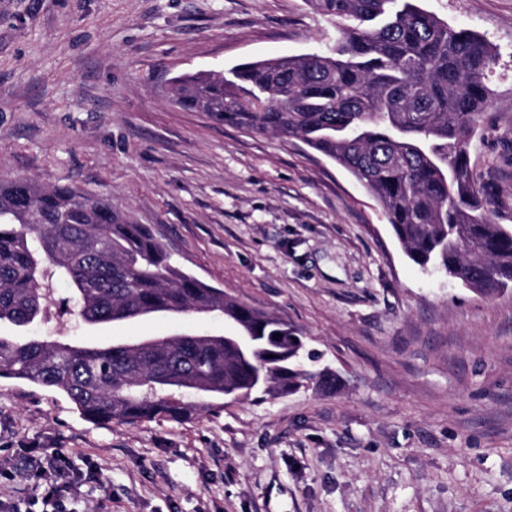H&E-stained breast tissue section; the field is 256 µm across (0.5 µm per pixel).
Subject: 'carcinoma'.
I'll list each match as a JSON object with an SVG mask.
<instances>
[{
	"label": "carcinoma",
	"instance_id": "obj_1",
	"mask_svg": "<svg viewBox=\"0 0 512 512\" xmlns=\"http://www.w3.org/2000/svg\"><path fill=\"white\" fill-rule=\"evenodd\" d=\"M342 22L334 47L171 81L175 106L255 134L297 138L350 172L379 202L423 269L494 295L512 285V230L488 217L469 166L493 51L416 0H305ZM83 323L195 312L237 327L248 358L222 336H165L139 348L0 336V377L61 390L88 420L192 419L200 398L278 396L316 377L300 336L181 270L149 226L69 185L0 182V322L48 317L53 279Z\"/></svg>",
	"mask_w": 512,
	"mask_h": 512
}]
</instances>
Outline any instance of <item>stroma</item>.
<instances>
[{
	"mask_svg": "<svg viewBox=\"0 0 512 512\" xmlns=\"http://www.w3.org/2000/svg\"><path fill=\"white\" fill-rule=\"evenodd\" d=\"M421 6L495 53L469 161L512 229V0ZM337 36L305 0H0V179L109 198L182 270L298 330L325 373L182 423L108 425L0 378V512H52L42 487L60 478L71 512H512V287L484 296L423 271L347 170L168 99L175 76ZM53 288L67 314L0 335L236 332L194 314L89 326Z\"/></svg>",
	"mask_w": 512,
	"mask_h": 512,
	"instance_id": "stroma-1",
	"label": "stroma"
}]
</instances>
